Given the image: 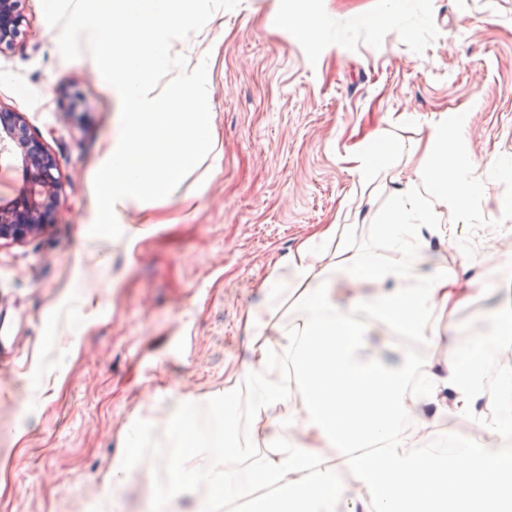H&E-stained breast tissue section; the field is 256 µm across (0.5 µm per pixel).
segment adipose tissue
I'll use <instances>...</instances> for the list:
<instances>
[{
    "mask_svg": "<svg viewBox=\"0 0 512 512\" xmlns=\"http://www.w3.org/2000/svg\"><path fill=\"white\" fill-rule=\"evenodd\" d=\"M465 127L444 114L430 125L434 145L417 182H401L391 194L390 216L376 225L384 252L355 245L346 224H327L303 240L269 272V299L291 297L288 320L276 338L265 335L259 309L247 324L256 337L247 362L205 400L217 425L205 438L194 423L196 407L175 401L172 410V478L150 502L152 512L191 502L190 512H213L216 496L245 495L241 466L251 483L269 484L271 496L250 498L249 512H505L512 507V371L492 358L512 341V301L444 363L404 355H379L368 320L433 344L437 315L455 312L468 299L461 279L469 269L495 270L512 285V253L494 252L469 230L512 237V199L482 201L500 167L483 168L459 151ZM451 223L436 220L440 209ZM451 248L457 263L422 266L434 245ZM363 289L359 306L341 304L337 290ZM290 362L283 374L278 359ZM301 395V410L290 400ZM494 398L486 413L482 400ZM433 430L415 436L410 418ZM457 418L479 428L484 439L449 451L446 423ZM274 450L258 455L257 444ZM382 445L375 458L349 457L350 448ZM355 470L358 486L342 468Z\"/></svg>",
    "mask_w": 512,
    "mask_h": 512,
    "instance_id": "1",
    "label": "adipose tissue"
}]
</instances>
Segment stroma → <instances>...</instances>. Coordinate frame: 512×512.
Here are the masks:
<instances>
[{"mask_svg": "<svg viewBox=\"0 0 512 512\" xmlns=\"http://www.w3.org/2000/svg\"><path fill=\"white\" fill-rule=\"evenodd\" d=\"M382 0H241L173 43L208 58L219 171L191 172L118 240L89 234L93 179L120 103L89 55L67 61L41 0L0 53V109L23 114L63 184L54 224L0 241V328L20 363L0 373V512H143L169 481V405L223 388L248 354V309L271 268L322 224L359 219L376 245L394 187H359L365 138L418 180L432 119L466 116V156L512 163V0H401L397 35ZM317 27L310 45L285 18ZM25 94H17V85ZM504 291L478 289L441 335L465 343ZM144 462L120 484L131 449Z\"/></svg>", "mask_w": 512, "mask_h": 512, "instance_id": "35a3bbf8", "label": "stroma"}]
</instances>
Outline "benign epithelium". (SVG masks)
I'll list each match as a JSON object with an SVG mask.
<instances>
[{
    "label": "benign epithelium",
    "mask_w": 512,
    "mask_h": 512,
    "mask_svg": "<svg viewBox=\"0 0 512 512\" xmlns=\"http://www.w3.org/2000/svg\"><path fill=\"white\" fill-rule=\"evenodd\" d=\"M22 0H0V53L10 48L23 21ZM8 148L22 169L26 187L0 205V241L45 232L61 202L62 183L52 156L27 128L21 113L0 110V148Z\"/></svg>",
    "instance_id": "7a95c632"
}]
</instances>
